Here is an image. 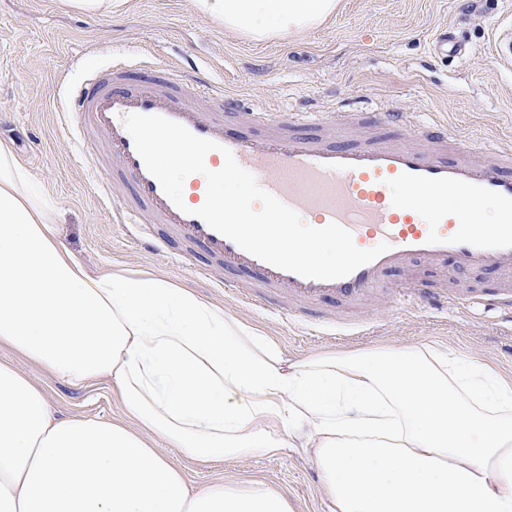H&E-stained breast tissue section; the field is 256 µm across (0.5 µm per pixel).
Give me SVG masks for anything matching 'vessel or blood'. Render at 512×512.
<instances>
[{"mask_svg": "<svg viewBox=\"0 0 512 512\" xmlns=\"http://www.w3.org/2000/svg\"><path fill=\"white\" fill-rule=\"evenodd\" d=\"M129 77L122 62L97 70L73 93L68 126L78 135L100 137L107 146L112 167L99 172V196L111 200L117 183L130 189V199L114 210L115 222L166 225L172 237L203 254L204 263L193 267L197 275L209 277L212 260L225 270L251 274L254 287L296 301L353 304L382 287L389 271L418 261L512 270L511 149L485 143L474 150L444 123L415 126L406 113L391 109L381 113V123L412 127L413 143L357 137L352 132L357 116L340 112L313 118L263 112L254 116V130L236 133L227 130L225 118L238 112V98L211 86L206 77L167 69L147 70L136 84ZM192 91L206 95L212 107L190 103ZM132 113L166 117L218 143L206 156L209 169H220L223 150H230L261 188L305 224L334 222L351 233L358 248L384 242L388 251L335 280L305 278L252 256L194 216L205 201L200 179L192 181L197 194L187 211L166 197L123 125V116Z\"/></svg>", "mask_w": 512, "mask_h": 512, "instance_id": "b4317fda", "label": "vessel or blood"}]
</instances>
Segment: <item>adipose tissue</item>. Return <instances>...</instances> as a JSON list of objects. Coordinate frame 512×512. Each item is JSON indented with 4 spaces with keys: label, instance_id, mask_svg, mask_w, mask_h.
Listing matches in <instances>:
<instances>
[{
    "label": "adipose tissue",
    "instance_id": "1",
    "mask_svg": "<svg viewBox=\"0 0 512 512\" xmlns=\"http://www.w3.org/2000/svg\"><path fill=\"white\" fill-rule=\"evenodd\" d=\"M254 41L337 0H191ZM0 143V345L70 383L106 379L128 425L56 418L0 363V512H291L265 483L189 491L146 434L216 462L301 448L329 512H512V376L429 342L288 360L186 287L91 275Z\"/></svg>",
    "mask_w": 512,
    "mask_h": 512
}]
</instances>
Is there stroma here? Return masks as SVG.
<instances>
[{
    "instance_id": "1",
    "label": "stroma",
    "mask_w": 512,
    "mask_h": 512,
    "mask_svg": "<svg viewBox=\"0 0 512 512\" xmlns=\"http://www.w3.org/2000/svg\"><path fill=\"white\" fill-rule=\"evenodd\" d=\"M338 0L327 21L289 40L255 43L193 10L189 0H118L111 13L87 16L61 0H0V142L53 212L56 229L92 273L144 271L197 294L263 333L290 360L434 342L512 375V323L497 305L465 300V289L501 287L500 271L461 273L422 263L387 276L385 291L350 310L327 300L287 306L270 294L248 300L252 279L232 288L197 279L199 255L177 258L141 248L135 232L112 221L66 126V93L119 59L190 66L234 93L242 113L351 112L376 117L389 106L415 121L439 120L451 133L512 146V68L493 52L498 28L512 25V0ZM450 27L466 57L430 58L438 30ZM447 291L450 301L397 303L403 288ZM0 362L31 376L57 417L123 421L110 381L70 384L0 347ZM152 446L182 469L191 491L261 480L284 493L294 512H328L318 465L299 449L201 463L159 437Z\"/></svg>"
}]
</instances>
